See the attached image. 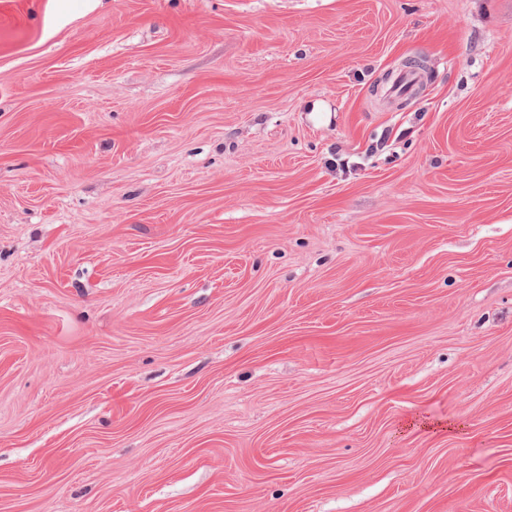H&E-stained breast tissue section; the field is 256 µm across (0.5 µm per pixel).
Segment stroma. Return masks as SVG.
<instances>
[{"label": "stroma", "instance_id": "stroma-1", "mask_svg": "<svg viewBox=\"0 0 512 512\" xmlns=\"http://www.w3.org/2000/svg\"><path fill=\"white\" fill-rule=\"evenodd\" d=\"M0 512H512V0H0ZM422 74L413 68L401 70L391 80L388 91L393 95H402L412 91L420 84Z\"/></svg>", "mask_w": 512, "mask_h": 512}]
</instances>
